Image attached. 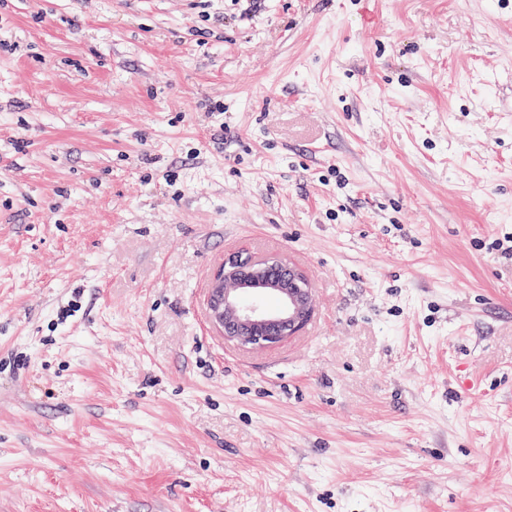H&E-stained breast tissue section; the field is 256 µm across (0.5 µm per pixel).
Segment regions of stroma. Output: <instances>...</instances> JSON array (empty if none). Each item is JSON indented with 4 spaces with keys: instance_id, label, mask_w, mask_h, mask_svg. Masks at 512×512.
<instances>
[{
    "instance_id": "obj_1",
    "label": "stroma",
    "mask_w": 512,
    "mask_h": 512,
    "mask_svg": "<svg viewBox=\"0 0 512 512\" xmlns=\"http://www.w3.org/2000/svg\"><path fill=\"white\" fill-rule=\"evenodd\" d=\"M242 9L0 0V512H512V0ZM210 289L212 323L239 348L270 347L296 335L314 312L308 276L291 263L281 277L269 279L259 262L237 253L224 260ZM265 296L276 297L278 305L262 302Z\"/></svg>"
}]
</instances>
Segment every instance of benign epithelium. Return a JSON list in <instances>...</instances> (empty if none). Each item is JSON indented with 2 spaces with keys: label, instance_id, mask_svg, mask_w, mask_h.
I'll return each mask as SVG.
<instances>
[{
  "label": "benign epithelium",
  "instance_id": "benign-epithelium-1",
  "mask_svg": "<svg viewBox=\"0 0 512 512\" xmlns=\"http://www.w3.org/2000/svg\"><path fill=\"white\" fill-rule=\"evenodd\" d=\"M209 310L224 341L244 349L270 347L307 325L314 312L312 288L296 265L269 279L259 262L237 253L213 276Z\"/></svg>",
  "mask_w": 512,
  "mask_h": 512
}]
</instances>
